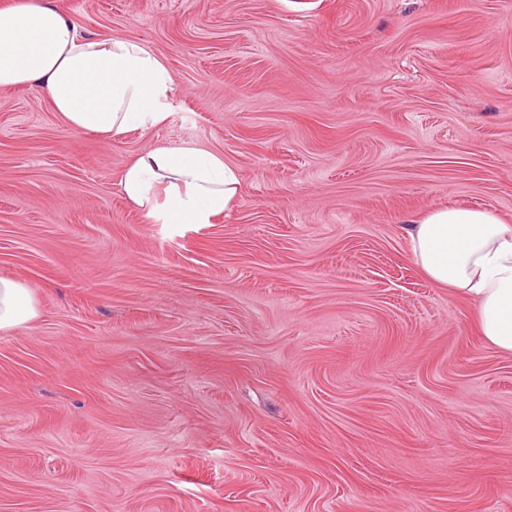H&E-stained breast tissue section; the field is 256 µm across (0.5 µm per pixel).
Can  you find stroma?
Masks as SVG:
<instances>
[{
  "instance_id": "1",
  "label": "stroma",
  "mask_w": 512,
  "mask_h": 512,
  "mask_svg": "<svg viewBox=\"0 0 512 512\" xmlns=\"http://www.w3.org/2000/svg\"><path fill=\"white\" fill-rule=\"evenodd\" d=\"M148 43L166 120L74 132L0 88V512H512V356L410 259L512 219V0H53ZM195 146L236 208L164 224L129 160ZM38 317V310L29 288L0 278V333L7 334L29 327Z\"/></svg>"
}]
</instances>
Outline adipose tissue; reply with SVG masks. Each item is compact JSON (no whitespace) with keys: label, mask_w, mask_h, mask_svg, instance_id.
I'll return each mask as SVG.
<instances>
[{"label":"adipose tissue","mask_w":512,"mask_h":512,"mask_svg":"<svg viewBox=\"0 0 512 512\" xmlns=\"http://www.w3.org/2000/svg\"><path fill=\"white\" fill-rule=\"evenodd\" d=\"M173 78L164 59L132 38L80 33L51 0L0 11V86L47 99L66 126L109 139L167 117ZM124 195L167 224H207L234 209L236 168L193 147L158 148L125 167ZM409 255L437 287L473 305L478 336L512 355V221L486 208L435 207L405 227ZM38 317L26 286L0 278V333Z\"/></svg>","instance_id":"adipose-tissue-1"}]
</instances>
